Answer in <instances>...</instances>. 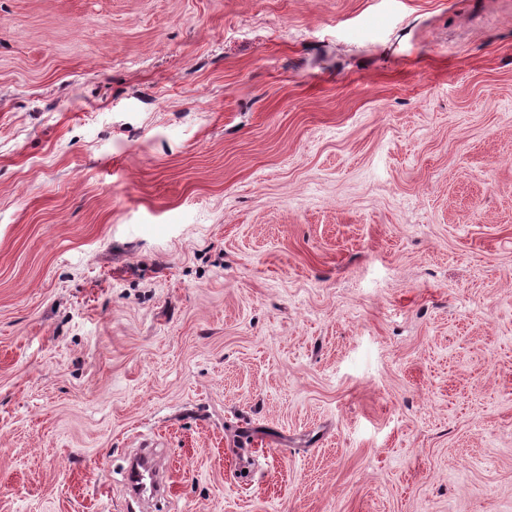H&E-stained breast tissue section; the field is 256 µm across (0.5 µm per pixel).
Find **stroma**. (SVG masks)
I'll return each mask as SVG.
<instances>
[{"label":"stroma","instance_id":"obj_1","mask_svg":"<svg viewBox=\"0 0 512 512\" xmlns=\"http://www.w3.org/2000/svg\"><path fill=\"white\" fill-rule=\"evenodd\" d=\"M512 512V0H0V512Z\"/></svg>","mask_w":512,"mask_h":512}]
</instances>
